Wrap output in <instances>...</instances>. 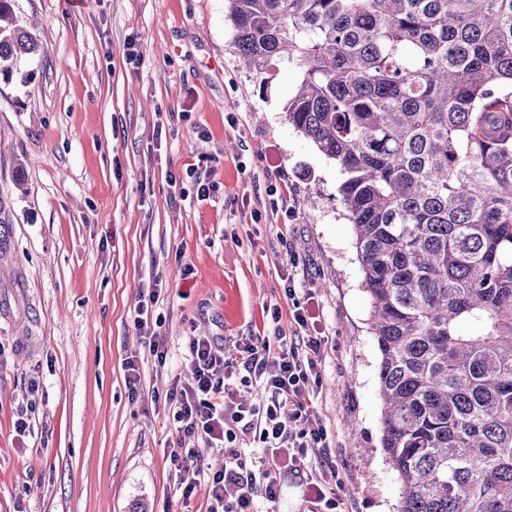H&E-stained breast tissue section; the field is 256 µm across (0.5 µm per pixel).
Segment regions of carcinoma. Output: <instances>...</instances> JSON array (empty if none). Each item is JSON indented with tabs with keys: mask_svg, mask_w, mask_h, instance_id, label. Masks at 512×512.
<instances>
[{
	"mask_svg": "<svg viewBox=\"0 0 512 512\" xmlns=\"http://www.w3.org/2000/svg\"><path fill=\"white\" fill-rule=\"evenodd\" d=\"M244 65L302 80L380 354L397 512H512V0H228ZM36 36L0 0V75Z\"/></svg>",
	"mask_w": 512,
	"mask_h": 512,
	"instance_id": "carcinoma-1",
	"label": "carcinoma"
}]
</instances>
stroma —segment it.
Masks as SVG:
<instances>
[{
	"label": "stroma",
	"instance_id": "obj_1",
	"mask_svg": "<svg viewBox=\"0 0 512 512\" xmlns=\"http://www.w3.org/2000/svg\"><path fill=\"white\" fill-rule=\"evenodd\" d=\"M12 6L42 50L21 64L28 82L0 77V512H207L205 488L182 499L170 462L182 442L164 397L175 376H191L188 340L230 349L273 335L309 296L326 341L310 400L329 445L282 474L279 498L259 512H309L311 477L345 512H397L342 175L284 112L300 70L280 61L264 81L246 70L226 0ZM131 40L137 65L125 61ZM191 164L216 186L207 201L170 193L168 173ZM283 179L289 218L272 214L266 193ZM155 279L162 363L134 325ZM135 354L132 400L124 363Z\"/></svg>",
	"mask_w": 512,
	"mask_h": 512
}]
</instances>
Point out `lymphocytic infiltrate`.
Masks as SVG:
<instances>
[{"mask_svg": "<svg viewBox=\"0 0 512 512\" xmlns=\"http://www.w3.org/2000/svg\"><path fill=\"white\" fill-rule=\"evenodd\" d=\"M160 294L154 282L143 289L134 324L143 348L162 362L167 358L160 340L162 318L153 311ZM290 317L292 334L279 330L272 336L252 337L235 358L209 337H190L192 379L173 383L165 395L182 438L224 451L222 467L208 474L197 449L180 448L170 455L183 498L207 483L208 512H255L256 498L275 501L282 467L299 469L310 450L326 445L327 431L314 420L308 404L321 377L325 340L310 308L293 304ZM237 363L245 371L242 383L257 380L263 385L266 397L261 403L241 401L230 387L228 378ZM246 440L262 450L258 469L250 472L238 463V445Z\"/></svg>", "mask_w": 512, "mask_h": 512, "instance_id": "1", "label": "lymphocytic infiltrate"}]
</instances>
